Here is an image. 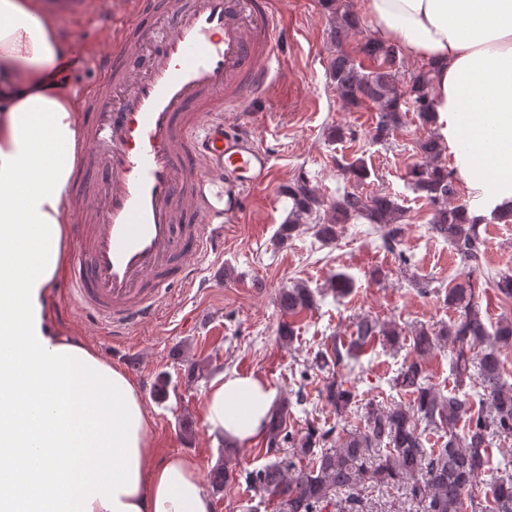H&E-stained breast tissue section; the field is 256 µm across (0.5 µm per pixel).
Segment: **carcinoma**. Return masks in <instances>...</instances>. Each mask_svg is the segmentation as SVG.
I'll return each instance as SVG.
<instances>
[{
    "instance_id": "carcinoma-1",
    "label": "carcinoma",
    "mask_w": 512,
    "mask_h": 512,
    "mask_svg": "<svg viewBox=\"0 0 512 512\" xmlns=\"http://www.w3.org/2000/svg\"><path fill=\"white\" fill-rule=\"evenodd\" d=\"M332 22V42L339 46L357 27V18L345 0H321ZM360 52L373 61L368 69L354 62L340 49L331 60V76L340 98L357 108L370 101L378 106L373 139L382 141L402 125V105L409 104L419 120L433 122L431 79L419 74L406 86L399 85L396 73L400 62L393 45L366 40ZM423 162L409 171L411 190L433 206L429 232L444 239L468 267V273L448 287L445 302L454 318L433 332L419 326L412 333L416 357L403 363L391 379L392 388L412 396V404L378 405L368 403L363 426L335 435L337 427L310 424L305 433L294 438L286 431L288 408L271 413L267 424L266 448L272 452L288 440L296 456L312 459L307 470L292 463L270 460L261 468L244 473L259 503L277 501L283 512H321L337 494L349 497L361 486L373 482L379 486L397 485L424 512H512V476L503 463L484 498L472 496L476 479L489 469L492 441L512 437V383L505 377V351L512 348V318L503 316L496 324H487L479 302V283L473 274L483 269L486 239L481 225L486 218L469 214L468 207L448 206L455 195L452 173L441 161L442 144L435 136L419 143ZM348 180L361 183L370 172L358 158L343 168ZM291 201L288 222L281 225L280 241L290 239L303 221L324 205L317 189L305 178L284 186ZM403 208L387 194L367 196L346 190L329 205L326 222L316 225V234L333 241L338 228L352 219H364L380 233L384 246L395 251L401 245ZM497 294L512 299V273L492 278ZM277 304L295 319L315 305L313 292L302 283L282 289ZM402 331L392 323L363 317L349 339L336 338L315 353L311 364L323 371L331 366H346L360 354L384 339L399 341ZM451 346L452 369L458 386L471 383L478 388V401L454 390L443 392L430 383L423 358L440 344ZM321 395L343 420L355 403V393L348 381L332 372L326 378ZM440 433L437 444L428 447L425 431ZM336 442L334 447L327 444ZM229 462H220L207 475L215 493L224 491L229 480Z\"/></svg>"
}]
</instances>
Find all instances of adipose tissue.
Returning a JSON list of instances; mask_svg holds the SVG:
<instances>
[{
    "label": "adipose tissue",
    "instance_id": "ef3b65f1",
    "mask_svg": "<svg viewBox=\"0 0 512 512\" xmlns=\"http://www.w3.org/2000/svg\"><path fill=\"white\" fill-rule=\"evenodd\" d=\"M374 39L432 71L436 135L482 206L512 204V0H360ZM44 0H0V512H213L195 458L159 456L145 401L49 313L64 263L81 101ZM276 398L208 385L209 433L263 436Z\"/></svg>",
    "mask_w": 512,
    "mask_h": 512
}]
</instances>
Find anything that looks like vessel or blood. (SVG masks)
I'll list each match as a JSON object with an SVG mask.
<instances>
[{"label": "vessel or blood", "instance_id": "obj_1", "mask_svg": "<svg viewBox=\"0 0 512 512\" xmlns=\"http://www.w3.org/2000/svg\"><path fill=\"white\" fill-rule=\"evenodd\" d=\"M164 8L177 23L144 52L137 23ZM112 37L123 50L93 58L80 131L101 166L74 190L89 225L70 293L119 340L157 321L163 288L192 284L196 263L223 248L225 225L271 181V155L224 114L272 88L281 25L274 0H125Z\"/></svg>", "mask_w": 512, "mask_h": 512}]
</instances>
